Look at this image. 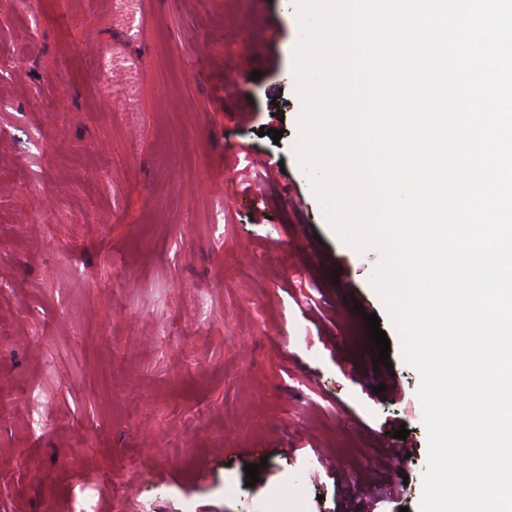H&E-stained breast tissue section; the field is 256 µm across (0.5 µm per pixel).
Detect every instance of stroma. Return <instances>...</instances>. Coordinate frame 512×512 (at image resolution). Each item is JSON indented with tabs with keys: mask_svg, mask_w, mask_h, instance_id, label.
Returning <instances> with one entry per match:
<instances>
[{
	"mask_svg": "<svg viewBox=\"0 0 512 512\" xmlns=\"http://www.w3.org/2000/svg\"><path fill=\"white\" fill-rule=\"evenodd\" d=\"M299 39L295 0H0V512H353L384 481L419 512L420 376L380 252L334 235L297 162ZM258 155L278 168L245 187ZM370 313L399 395L351 375ZM387 420L421 445L391 467Z\"/></svg>",
	"mask_w": 512,
	"mask_h": 512,
	"instance_id": "1",
	"label": "stroma"
}]
</instances>
